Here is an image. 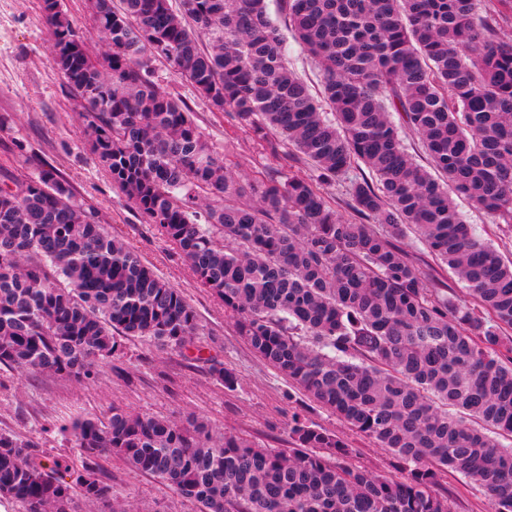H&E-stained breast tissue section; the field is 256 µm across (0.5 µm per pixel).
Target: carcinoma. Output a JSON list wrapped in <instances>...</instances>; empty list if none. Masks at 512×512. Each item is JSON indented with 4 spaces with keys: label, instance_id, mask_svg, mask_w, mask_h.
I'll return each instance as SVG.
<instances>
[{
    "label": "carcinoma",
    "instance_id": "1",
    "mask_svg": "<svg viewBox=\"0 0 512 512\" xmlns=\"http://www.w3.org/2000/svg\"><path fill=\"white\" fill-rule=\"evenodd\" d=\"M87 0L97 59L61 0H40L50 63L80 99L97 163L224 303L238 334L313 404L389 451L395 474L294 412L291 448L112 407L65 429L73 467L0 431V498L25 512L112 502L113 454L196 512H453L443 474L512 512V263L461 216L512 224V0ZM318 60L322 98L284 31ZM167 64L224 130L286 148L284 176L235 178ZM422 143L427 165L403 133ZM329 187L345 191L342 217ZM465 285L458 302L401 249L407 233ZM181 291L100 223L52 167L0 187V369L80 381L124 339L204 349ZM224 386L235 373L210 359Z\"/></svg>",
    "mask_w": 512,
    "mask_h": 512
}]
</instances>
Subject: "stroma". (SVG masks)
Instances as JSON below:
<instances>
[{"instance_id": "stroma-1", "label": "stroma", "mask_w": 512, "mask_h": 512, "mask_svg": "<svg viewBox=\"0 0 512 512\" xmlns=\"http://www.w3.org/2000/svg\"><path fill=\"white\" fill-rule=\"evenodd\" d=\"M53 42L40 0H0V186L25 178L38 164L56 167L77 196L95 207L99 221L119 232L141 260L179 288L197 314L207 344L204 359L160 351L128 340L118 355L98 363L88 383L46 372L0 370V431L38 438L51 457H77L63 426L81 416H101L119 405L177 420L205 418L214 432L230 431L272 448L288 445V420L303 412L352 448L356 465L391 474L390 454L360 436L308 399L238 336L224 305L196 282L189 265L155 225L142 217L89 153L82 134L81 106L49 64ZM154 79L189 99L196 121L221 152L234 176L248 178L267 166L283 171L280 155L264 150L247 130L224 136V119L214 115L164 65ZM233 369L237 383L226 388L210 374V359ZM114 494L131 512H193L170 486L128 468L119 458L100 460Z\"/></svg>"}]
</instances>
